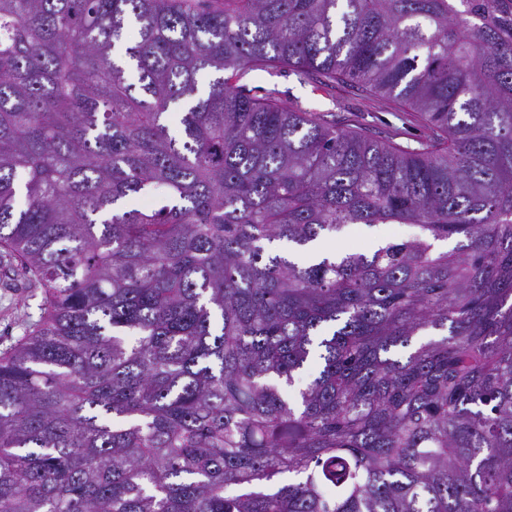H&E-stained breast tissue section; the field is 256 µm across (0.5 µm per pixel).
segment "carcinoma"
I'll list each match as a JSON object with an SVG mask.
<instances>
[{"label": "carcinoma", "mask_w": 512, "mask_h": 512, "mask_svg": "<svg viewBox=\"0 0 512 512\" xmlns=\"http://www.w3.org/2000/svg\"><path fill=\"white\" fill-rule=\"evenodd\" d=\"M349 224L419 232L272 250ZM0 253V512H512V0H0ZM234 83L253 94H271L285 105L300 107L336 126L366 132L376 138L417 147L427 134L416 112L349 85L328 87L288 69L246 71ZM43 288L30 283L16 261L0 255V354L24 336L26 323L39 319Z\"/></svg>", "instance_id": "cac0c4a2"}]
</instances>
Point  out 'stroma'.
Wrapping results in <instances>:
<instances>
[{"mask_svg": "<svg viewBox=\"0 0 512 512\" xmlns=\"http://www.w3.org/2000/svg\"><path fill=\"white\" fill-rule=\"evenodd\" d=\"M236 85L269 94L283 104L306 109L336 126L366 132L404 146H416L426 130L414 112H406L394 102L349 85L328 87L311 79H300L285 69L247 71ZM408 224L345 227L333 240L336 250L357 245L366 250L385 240H404L414 235ZM43 290L30 283L17 263L0 257V353L23 336L26 324L39 319Z\"/></svg>", "mask_w": 512, "mask_h": 512, "instance_id": "35a3bbf8", "label": "stroma"}]
</instances>
